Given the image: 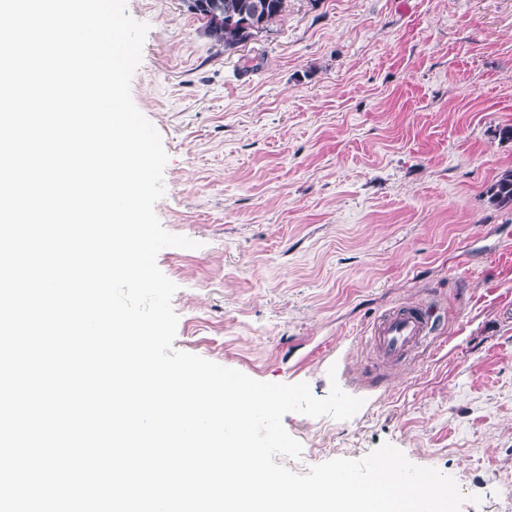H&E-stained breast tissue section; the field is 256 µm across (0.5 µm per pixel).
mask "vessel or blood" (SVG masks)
I'll return each instance as SVG.
<instances>
[{"instance_id":"obj_1","label":"vessel or blood","mask_w":512,"mask_h":512,"mask_svg":"<svg viewBox=\"0 0 512 512\" xmlns=\"http://www.w3.org/2000/svg\"><path fill=\"white\" fill-rule=\"evenodd\" d=\"M439 326L435 309L428 305L397 306L386 310L371 328L374 357L385 367L400 366L428 343Z\"/></svg>"}]
</instances>
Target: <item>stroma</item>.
Masks as SVG:
<instances>
[{
    "instance_id": "35a3bbf8",
    "label": "stroma",
    "mask_w": 512,
    "mask_h": 512,
    "mask_svg": "<svg viewBox=\"0 0 512 512\" xmlns=\"http://www.w3.org/2000/svg\"><path fill=\"white\" fill-rule=\"evenodd\" d=\"M146 24L132 99L168 161L156 263L174 347L263 382L331 383L350 419L291 412L294 472L382 443L452 476L461 512L512 504V0H288L224 48L183 0H126ZM441 325L399 369L368 330L401 304ZM490 203L505 207L512 204V171L503 172L485 192Z\"/></svg>"
}]
</instances>
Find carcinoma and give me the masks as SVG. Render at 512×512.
Segmentation results:
<instances>
[{"instance_id": "1", "label": "carcinoma", "mask_w": 512, "mask_h": 512, "mask_svg": "<svg viewBox=\"0 0 512 512\" xmlns=\"http://www.w3.org/2000/svg\"><path fill=\"white\" fill-rule=\"evenodd\" d=\"M287 0H189L188 11L205 21L207 33L232 49L279 20ZM490 203L512 204V171L503 172L486 189Z\"/></svg>"}]
</instances>
